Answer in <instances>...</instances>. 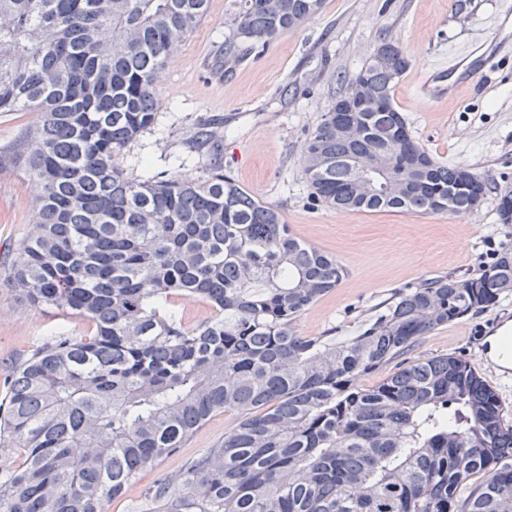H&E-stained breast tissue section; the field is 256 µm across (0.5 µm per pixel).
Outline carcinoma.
Segmentation results:
<instances>
[{
    "label": "carcinoma",
    "mask_w": 512,
    "mask_h": 512,
    "mask_svg": "<svg viewBox=\"0 0 512 512\" xmlns=\"http://www.w3.org/2000/svg\"><path fill=\"white\" fill-rule=\"evenodd\" d=\"M324 0H236L221 58L320 14ZM208 0H0V112H37L23 162L37 185L11 286L86 320L12 372L0 408V512H107L214 413L241 421L143 494L156 512H512V425L470 360L416 359L365 387L435 330L512 293V244L478 272L395 291L343 341L302 313L346 269L224 173L214 133L200 179L127 177L122 151L153 125L157 89ZM372 50L304 143L313 201L338 211L470 214L490 184L445 166L393 101L409 56ZM365 86V99L338 109ZM413 168L356 188L357 165ZM512 226V191L496 208ZM211 316L188 325L175 302ZM477 474L484 476L472 487Z\"/></svg>",
    "instance_id": "obj_1"
}]
</instances>
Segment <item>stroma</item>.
Masks as SVG:
<instances>
[{"label":"stroma","mask_w":512,"mask_h":512,"mask_svg":"<svg viewBox=\"0 0 512 512\" xmlns=\"http://www.w3.org/2000/svg\"><path fill=\"white\" fill-rule=\"evenodd\" d=\"M499 0H324L322 12L226 72L218 60L234 0H209L208 12L158 88L163 102L154 125L126 148L118 165L130 177L166 172L204 175L207 150L192 149L202 130L223 146L224 170L256 198L276 205L285 224L308 244L336 256L346 274L333 291L299 318L304 336L356 335L364 320L397 289L424 279L462 275L512 239L496 224L494 207L512 190V58L493 59L454 95L423 98L418 86L448 49L490 29ZM399 45L410 66L393 91L412 135L441 164L470 168L493 186L484 206L458 221L448 215L384 211L336 212L314 206L302 161L303 146L345 78L362 66L382 39ZM39 120L35 112L0 113V404L6 380L44 337L89 330L80 318L30 306L10 285L11 264L30 233L33 179L19 162L22 137ZM494 336H512V293L424 337L413 357L463 356L496 391L512 425V372L501 371L482 350ZM218 412L174 454L143 471L113 500L108 512H134L144 489L163 474L183 471L216 447L239 422Z\"/></svg>","instance_id":"stroma-1"}]
</instances>
